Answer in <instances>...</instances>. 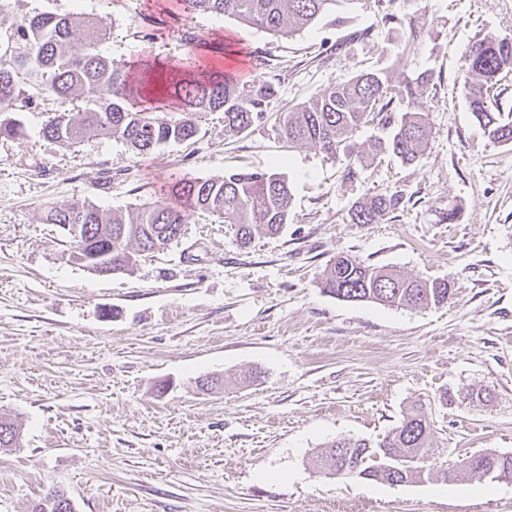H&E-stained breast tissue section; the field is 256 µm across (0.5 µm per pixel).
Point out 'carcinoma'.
Wrapping results in <instances>:
<instances>
[{"label":"carcinoma","instance_id":"carcinoma-1","mask_svg":"<svg viewBox=\"0 0 512 512\" xmlns=\"http://www.w3.org/2000/svg\"><path fill=\"white\" fill-rule=\"evenodd\" d=\"M192 12L236 17L244 24L272 35L288 36L326 15L338 0H185ZM82 40L74 39L75 31ZM106 36L101 21L91 16L36 14L23 20L7 38L0 40V102L18 98L30 87L37 96L52 97L77 105V116L65 110L48 120L46 139L73 145L95 131L120 138L136 153L192 139L202 112L224 113V131L239 134L261 122L275 96L267 80L241 85L223 70H214L189 57L160 75L143 68L129 76L124 67L96 51ZM463 94L473 118L495 142H512V113L493 110L488 92L503 71H512V40L486 37L465 52ZM433 75L420 74L404 83L405 96L414 102L423 96ZM386 73L362 70L347 83L327 89L308 102L278 116L281 138L292 144H309L334 157L354 131L376 125L388 132L372 144L371 152L351 153L347 175L381 155L403 163L416 161L427 146V113L409 110L396 117ZM173 93L182 117L165 120L148 104ZM169 195L190 201L193 210L224 219L234 227L238 242L246 246L255 235L277 236L288 224L290 185L277 172H236L222 178L177 180ZM402 190L371 195L353 205L351 224H377L404 203ZM188 215L157 202L127 214L110 213L85 202L51 206L47 224H84L81 240H71L74 253L112 246V270H126V258L165 248L180 238ZM323 290L347 302H374L388 306L423 307L448 302L454 283L447 279H420L395 269L363 263L349 254L336 256L321 277ZM433 421L420 405H412L401 423L381 441L339 438L318 455L320 468L341 475L349 461L360 463L356 476L403 483L410 477L450 478L446 469L423 470L431 448ZM18 427L0 417V449L13 448ZM380 461H374L375 457ZM494 475L512 478V453L486 451L476 454ZM60 491L47 492L32 512H74Z\"/></svg>","mask_w":512,"mask_h":512}]
</instances>
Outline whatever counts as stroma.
Returning a JSON list of instances; mask_svg holds the SVG:
<instances>
[{
    "mask_svg": "<svg viewBox=\"0 0 512 512\" xmlns=\"http://www.w3.org/2000/svg\"><path fill=\"white\" fill-rule=\"evenodd\" d=\"M42 12L102 18L101 50L125 65L195 54L276 95L244 133L205 112L194 138L146 154L94 133L46 140L57 101L0 104L24 128L0 137V415L20 431L18 447L0 449V512H32L53 486L75 512H512V481L459 467L512 453V143L491 141L461 93L468 47L512 39V0H339L288 38L184 0H0V34ZM405 21L423 39L409 56ZM367 68L388 74L398 113L405 80L432 73L422 158L386 156L351 177L345 156L278 137L279 112ZM238 168L288 180L279 236L244 248L230 225L194 212L178 241L100 275L43 221L76 201L125 214L166 200L171 179ZM394 188L399 210L349 223L355 202ZM342 252L448 279L455 294L426 308L338 300L320 275ZM416 402L448 481L318 467L331 441L381 439Z\"/></svg>",
    "mask_w": 512,
    "mask_h": 512,
    "instance_id": "obj_1",
    "label": "stroma"
}]
</instances>
